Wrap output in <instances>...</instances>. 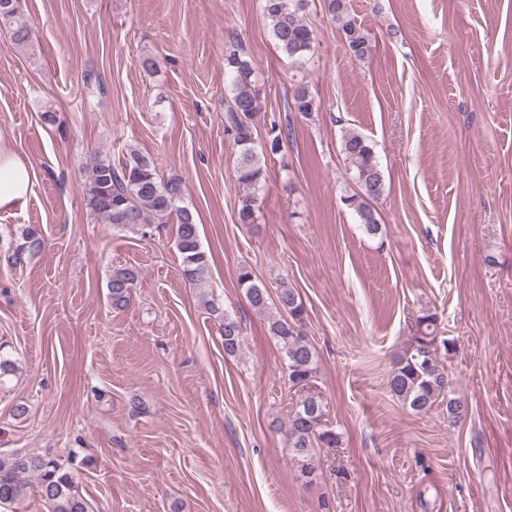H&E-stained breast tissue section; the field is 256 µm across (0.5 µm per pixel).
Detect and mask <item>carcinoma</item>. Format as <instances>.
I'll return each instance as SVG.
<instances>
[{"label":"carcinoma","instance_id":"1","mask_svg":"<svg viewBox=\"0 0 512 512\" xmlns=\"http://www.w3.org/2000/svg\"><path fill=\"white\" fill-rule=\"evenodd\" d=\"M305 0H261L262 15L278 48L288 57L301 60L314 42L313 29L303 21L300 12ZM327 12L342 32L346 46L356 59L365 58L372 41L367 32L351 16L347 0H326ZM20 12V0H0V22L13 25V40L25 43L31 29L24 22H13ZM224 70L231 86L230 101L224 109V133L237 151L236 173L243 185L254 188L266 175V155L278 152L283 133L271 125L268 141L256 143L254 131L262 112V104L254 89L255 69L251 62L233 52L224 58ZM293 109L308 119L317 110L314 98L304 87L293 93ZM341 152L356 169L358 191L344 197L369 235L381 232L373 202L385 192L384 174L376 160L373 147L361 134L349 131L342 136ZM89 176L84 185L88 209L103 224L120 230L149 235L155 224H164L176 217L175 245L182 258V275L194 283H203L208 274L207 256L201 249L199 228L191 210L183 205L184 185L181 178L162 179L151 155L130 150L118 163L100 153L88 164ZM254 195L241 200L238 221L255 223ZM44 240L40 230L28 225L16 241L14 258L40 250ZM135 267L115 268L109 277L108 299L114 310L129 304L131 290L137 283ZM237 280L251 307L262 313L268 309L270 294L258 282L252 269H239ZM277 300L286 315L269 320L270 334L278 341L288 369V381L293 387L312 383L317 374V358L303 340L301 326L304 306L295 288L282 282ZM436 317L424 315L418 320L419 336L412 347L397 362L388 379V389L402 406L417 414L430 411L437 403L446 404L448 424L455 426L467 416V406L451 396L448 370L437 354L435 344ZM224 353L236 354L242 343V326L230 315H224ZM326 406L323 400L310 394L299 401L288 419V446L291 459L297 465L298 477L310 483L316 477L313 455L317 448L336 447L338 435L326 427ZM34 491L47 512H91L87 499L80 491L79 481L54 458L46 454L0 453V508L11 509L22 503L29 491Z\"/></svg>","mask_w":512,"mask_h":512}]
</instances>
